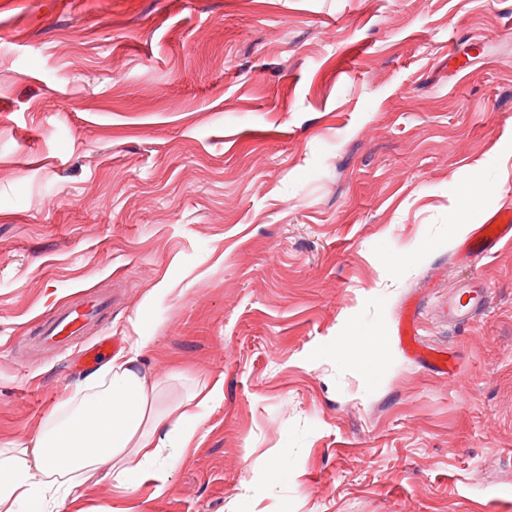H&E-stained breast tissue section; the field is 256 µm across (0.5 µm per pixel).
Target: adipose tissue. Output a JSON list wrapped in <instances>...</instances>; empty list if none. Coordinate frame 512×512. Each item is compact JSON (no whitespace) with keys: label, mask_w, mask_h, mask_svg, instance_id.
Wrapping results in <instances>:
<instances>
[{"label":"adipose tissue","mask_w":512,"mask_h":512,"mask_svg":"<svg viewBox=\"0 0 512 512\" xmlns=\"http://www.w3.org/2000/svg\"><path fill=\"white\" fill-rule=\"evenodd\" d=\"M148 342L132 337V355L112 358L67 391L29 441L0 448V512L21 504L34 512L75 508L105 481L125 488L165 481L195 429L186 413L167 405L160 381L140 369L137 353Z\"/></svg>","instance_id":"adipose-tissue-1"}]
</instances>
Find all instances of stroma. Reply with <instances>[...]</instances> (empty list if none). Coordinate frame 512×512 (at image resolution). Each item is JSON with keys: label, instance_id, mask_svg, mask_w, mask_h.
<instances>
[{"label": "stroma", "instance_id": "35a3bbf8", "mask_svg": "<svg viewBox=\"0 0 512 512\" xmlns=\"http://www.w3.org/2000/svg\"><path fill=\"white\" fill-rule=\"evenodd\" d=\"M506 205L512 0H0V444L162 282L139 364L197 446L83 512H512V244L452 261ZM463 280L487 308L451 326ZM82 290L99 319L36 344ZM224 397V376L217 374L208 376L203 386L190 394L189 400L195 402L197 408H208Z\"/></svg>", "mask_w": 512, "mask_h": 512}]
</instances>
